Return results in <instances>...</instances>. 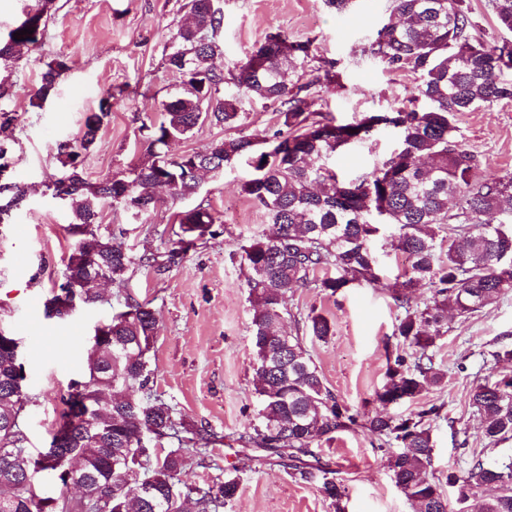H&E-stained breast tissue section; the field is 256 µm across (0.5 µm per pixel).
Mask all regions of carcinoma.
Wrapping results in <instances>:
<instances>
[{"label":"carcinoma","mask_w":512,"mask_h":512,"mask_svg":"<svg viewBox=\"0 0 512 512\" xmlns=\"http://www.w3.org/2000/svg\"><path fill=\"white\" fill-rule=\"evenodd\" d=\"M52 0L28 12L4 39L0 60L13 57L20 45H36ZM190 22L177 28L165 56L168 70L181 79V92L163 104L147 126L149 158L128 172L92 182L82 173L87 152L103 120L112 111L114 94L99 101L86 117L80 141L56 144L57 173L46 191L69 212L68 233L74 248L60 279L44 304L45 317L69 318V287L77 286L87 306L98 304L91 274L121 285L129 272L147 267L162 275L179 266L190 251L220 234L223 219L201 205L178 214L179 232L172 246L136 256L121 234L99 222L107 206L134 214L154 207L152 189L164 182L177 198L197 193L206 173L218 174L246 158L251 176L243 191L278 226L273 237L248 240L240 247L246 268L252 317L250 336L256 354L255 393L261 425L236 438L259 465L277 460L285 473L303 483H318L324 497L343 512L344 480L315 454L314 448L338 431L365 429L384 449L396 486L414 512H448V498L429 474L433 439L431 422L441 407L429 404L417 412L373 417L361 422L325 383L303 341L332 334L329 321L310 310L288 311V292L311 288L335 295L352 285L387 290L399 311L394 335L403 344L377 398L396 403L415 400L441 385L445 373L429 353L435 339L448 332V311L461 318L512 292V174H479L477 155L464 148L455 116L503 101H512V44L489 48L473 35L474 24L461 0H391L390 13L369 53L396 70L417 75L414 100L383 114L367 113L338 123L310 111L314 81H302L311 62L309 45L287 33H269L263 43L235 66V95L224 94L223 56L219 37L224 12L214 0H187ZM497 25L512 32V0H491ZM32 33L16 40V31ZM70 70L59 57L46 65L29 105L40 109L53 97ZM298 74L288 82L285 71ZM272 105L281 128L260 146L237 137L217 141L203 152L170 156L164 147L186 137L204 120L233 128L241 118V99ZM378 128H392L399 144L373 171L351 180L338 177L326 164L337 151ZM25 191L11 181L0 190V203L21 205ZM392 227V246L408 255L402 280L381 276L372 243L380 232L374 215ZM429 289L420 302L415 289ZM289 320L287 336L275 330ZM103 335L86 349V368L60 395L54 430L61 436L57 453L43 470L59 484L67 472L78 476L87 494L111 499L109 512H129L130 488L124 476L139 469L148 493L139 496L135 512H224L239 492L234 478L200 487L176 488L175 480L191 460V448L207 444L205 430L177 421L174 408L152 393L147 354L156 338L157 318L148 304L124 296L123 309L101 323ZM25 373L14 359L11 340H0V512H42L25 483L37 458L25 447L24 429H11L9 417L26 400L14 384ZM470 401L482 419L489 446L512 439V377L478 380ZM177 440L178 447L146 467L152 444ZM456 488L458 512L478 501L480 512H512V460L488 465L472 452L464 475L448 473Z\"/></svg>","instance_id":"carcinoma-1"}]
</instances>
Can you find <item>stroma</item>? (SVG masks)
<instances>
[{"label":"stroma","mask_w":512,"mask_h":512,"mask_svg":"<svg viewBox=\"0 0 512 512\" xmlns=\"http://www.w3.org/2000/svg\"><path fill=\"white\" fill-rule=\"evenodd\" d=\"M184 2L53 0L39 43L0 64V82L12 91L0 105L17 117L5 133L13 149L10 175L27 189L21 207L0 226V327L21 343L27 373L26 446L34 454L47 450L61 408L59 397L84 366L82 338L120 310L129 293L156 313L157 335L148 358L155 390L179 416L214 436L199 450L201 464L187 465L180 483L238 478V495L224 512H336L318 485L294 481L275 465H254L238 451V434L260 423L251 306L239 252L250 238L273 232L265 212L242 190L250 174L244 164L206 175L197 194L188 198L157 190L154 208L142 216L120 206L105 208L101 222L124 230V244L136 255L164 249L175 240L176 213L198 204L209 205L224 224L215 239L169 272L137 269L123 286L105 287V303L79 308L66 320L44 315V301L74 245L66 212L44 186L58 168L55 147L81 136L86 116L97 111L102 95L112 89V110L85 157L84 172L97 181L147 159L145 126L180 90V79L166 69L164 58L172 35L187 19ZM219 3L224 9L221 62L226 67H234L278 30L309 43L312 68L334 62L337 80L312 87V111L350 122L365 113L390 111L415 94L414 73L389 69L368 51L389 0H352L341 14L331 12L323 0ZM59 57L71 66L66 79L43 109L29 108L28 92L37 88L46 64ZM242 108L236 127L199 124L187 138L171 142L168 154L204 151L228 136L259 144L271 139L278 128L277 113L258 103L246 102ZM456 124L463 146L478 155L482 174L512 173V102L459 113ZM396 146L393 132H377L337 151L328 164L349 180L371 171ZM288 307L295 313L317 310L331 322L332 336L305 337V346L327 386L363 418L406 416L429 403L442 405L441 418L432 424L430 471L437 478L467 471L475 449L488 462L512 460V441L487 447L481 418L469 398L474 381L512 374V363L492 357L500 345H512V293L468 319L449 315L447 333L433 346L436 361L447 372L444 382L416 400L389 406L376 393L402 345L394 334L398 311L388 294L365 285L333 296L297 288ZM73 329L79 340L61 343L62 332ZM317 454L344 481L345 512H412L383 452L373 448L369 431L336 432Z\"/></svg>","instance_id":"1"}]
</instances>
